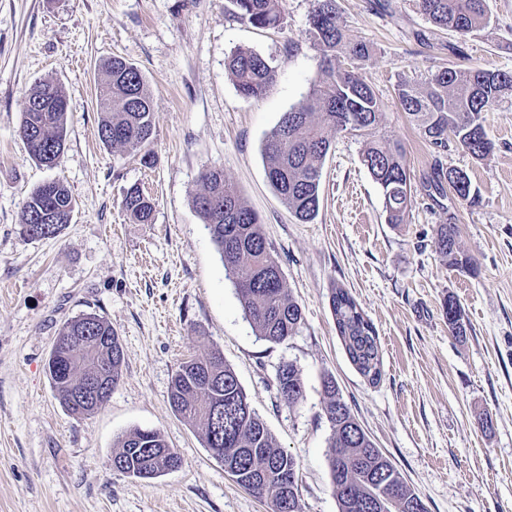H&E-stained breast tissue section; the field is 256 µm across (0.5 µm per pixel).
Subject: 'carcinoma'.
Wrapping results in <instances>:
<instances>
[{
    "instance_id": "cac0c4a2",
    "label": "carcinoma",
    "mask_w": 512,
    "mask_h": 512,
    "mask_svg": "<svg viewBox=\"0 0 512 512\" xmlns=\"http://www.w3.org/2000/svg\"><path fill=\"white\" fill-rule=\"evenodd\" d=\"M237 17L257 28L281 23L282 0H233ZM418 11L431 23L461 36L490 24L486 0H415ZM308 39L322 53L319 79L309 93L284 112L262 144L266 176L275 194L302 223L312 221L320 206V179L333 139L342 132L368 136L363 165L380 187L383 208L390 224L403 222L413 205L411 172L401 143L377 135L381 109L372 87L353 69L336 65L340 56L363 60L371 46L363 40L347 39L336 12L335 0H314L307 30ZM225 67L237 90L246 98L259 99L275 79V67L259 53L239 48ZM107 81L98 97L101 120L98 136L103 144L122 152L144 150L153 135L151 97L142 73L125 60L113 57L104 63ZM402 110L415 123L437 154L448 151V142L476 160L495 147L484 126L482 114L500 98L512 95V73L474 67L464 71L443 68L430 82L420 86L407 79L397 84ZM64 91L42 82L31 92L28 103L41 104L40 111L26 109L20 136L30 157L52 168L59 164L66 141ZM428 187L441 198L452 190L456 201L476 203L468 173L434 161ZM194 207L216 245L228 278L237 289L245 317L256 335L271 343H282L302 324L301 306L287 292L281 267L272 254L261 220L241 199L224 171L210 168L201 174V190ZM123 206L130 218L142 224L152 221L154 203L139 188L127 191ZM74 201L61 181L46 182L26 200L22 211V233L28 226L47 227L44 238L57 237L72 214ZM454 214L437 225L434 244L449 266L468 273L472 258L459 244ZM330 307L336 330L350 362L360 374L376 384L382 377V360L376 332L352 295L343 286L331 288ZM443 310L448 327L457 336L466 335L462 310L450 296ZM84 336L83 362L72 363L68 350L54 341L47 360L52 387L66 410L77 417L87 408L77 399L85 364L95 357L96 346L112 353L111 384L121 378L123 347L117 332L104 318L82 314L68 320L58 337ZM278 392L288 406L304 397L297 368L288 363L276 374ZM324 410L331 427L330 475L340 512H354L349 497L339 491L343 479L362 488L364 497L376 504L370 512H427L423 501L406 486L394 498L387 488L398 483L401 473L376 447L343 400L336 379L323 378ZM172 410L191 422L209 451L224 456V471L251 492L272 501L273 512H285L286 504L299 506L295 459L280 450L264 422L252 409L235 372L217 351L194 356L179 364L169 388ZM116 470L141 479L157 478L181 466L163 435L156 430L133 429L118 441L112 455Z\"/></svg>"
}]
</instances>
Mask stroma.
Here are the masks:
<instances>
[{"instance_id": "stroma-1", "label": "stroma", "mask_w": 512, "mask_h": 512, "mask_svg": "<svg viewBox=\"0 0 512 512\" xmlns=\"http://www.w3.org/2000/svg\"><path fill=\"white\" fill-rule=\"evenodd\" d=\"M381 1L336 0L347 36L374 48L366 60L338 63L371 85L382 102L380 134L406 150L414 205L401 224L385 220L356 132L333 140L311 223L295 220L267 181L263 139L320 74L321 53L306 36L313 0H284L275 29L236 18L232 0H0V512H272L169 406L178 364L211 350L295 457L302 512H339L321 388L328 373L428 512H512V95L484 114L496 148L481 161L455 147L436 157L397 98L404 75L512 72V0H487L490 25L464 37L427 21L413 0H386V9ZM241 47L276 70L260 99L242 97L224 67ZM112 57L147 81L152 165L98 138L101 65ZM43 81L68 101L54 168L34 162L19 133ZM437 158L469 174L474 206L432 204L425 175ZM208 168L223 169L260 215L302 308L298 333L283 343L256 336L193 207ZM52 180L69 187L72 219L57 238L27 240L23 204ZM133 186L154 200L152 223L127 216L122 202ZM451 219L475 272L448 267L435 249L437 225ZM336 283L375 327L379 383L345 353L329 303ZM450 296L466 335L448 328ZM89 313L112 324L124 360L109 401L79 418L57 398L45 363L61 325ZM288 362L305 388L293 407L276 384ZM136 428L160 431L181 467L154 479L113 469L119 437Z\"/></svg>"}]
</instances>
